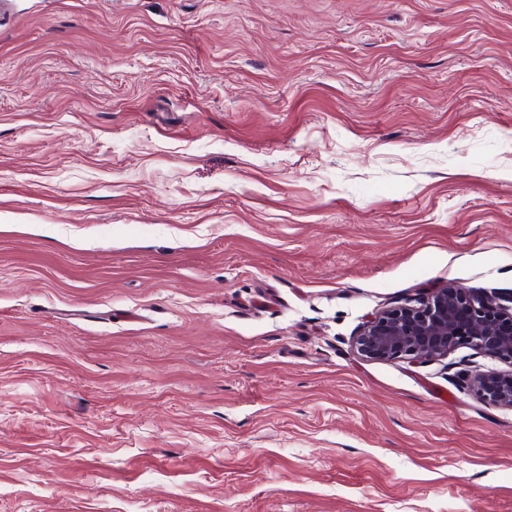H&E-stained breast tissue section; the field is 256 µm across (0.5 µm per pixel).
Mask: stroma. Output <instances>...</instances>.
I'll use <instances>...</instances> for the list:
<instances>
[{"mask_svg":"<svg viewBox=\"0 0 512 512\" xmlns=\"http://www.w3.org/2000/svg\"><path fill=\"white\" fill-rule=\"evenodd\" d=\"M512 293V0H0V512H512V410L381 311Z\"/></svg>","mask_w":512,"mask_h":512,"instance_id":"35a3bbf8","label":"stroma"}]
</instances>
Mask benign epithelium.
Instances as JSON below:
<instances>
[{
	"instance_id": "7a95c632",
	"label": "benign epithelium",
	"mask_w": 512,
	"mask_h": 512,
	"mask_svg": "<svg viewBox=\"0 0 512 512\" xmlns=\"http://www.w3.org/2000/svg\"><path fill=\"white\" fill-rule=\"evenodd\" d=\"M460 345L509 365L477 371L468 385L479 399L512 410V296L503 300L446 284L415 304L383 310L352 339L358 355L379 361L442 357Z\"/></svg>"
}]
</instances>
